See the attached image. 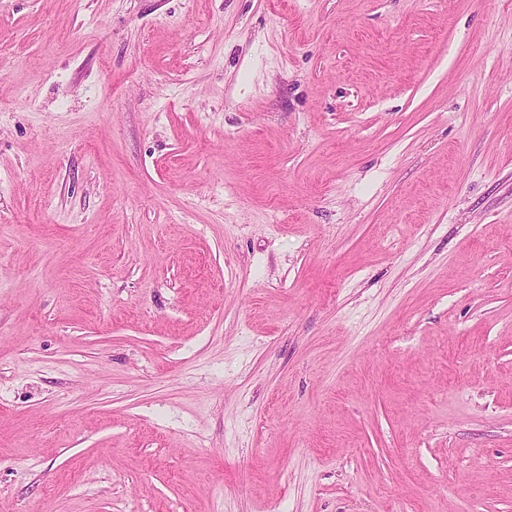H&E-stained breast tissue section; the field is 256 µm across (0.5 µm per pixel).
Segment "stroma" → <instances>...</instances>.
<instances>
[{"mask_svg": "<svg viewBox=\"0 0 512 512\" xmlns=\"http://www.w3.org/2000/svg\"><path fill=\"white\" fill-rule=\"evenodd\" d=\"M512 512V0H0V512Z\"/></svg>", "mask_w": 512, "mask_h": 512, "instance_id": "1", "label": "stroma"}]
</instances>
